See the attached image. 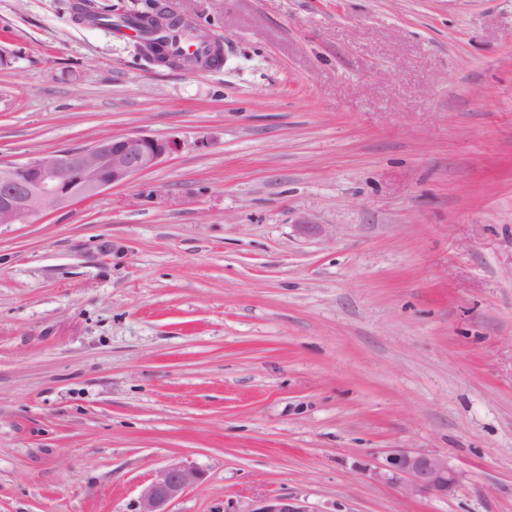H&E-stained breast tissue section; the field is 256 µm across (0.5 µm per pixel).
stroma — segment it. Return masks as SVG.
<instances>
[{
	"label": "stroma",
	"instance_id": "stroma-1",
	"mask_svg": "<svg viewBox=\"0 0 512 512\" xmlns=\"http://www.w3.org/2000/svg\"><path fill=\"white\" fill-rule=\"evenodd\" d=\"M74 2L0 0V161L181 148L0 226V512H138L171 462L170 512H512V0H166L195 72ZM372 474L398 485L405 497L448 496L459 482L447 459L408 448L391 450ZM199 480L194 469L172 462L159 468L140 494L138 512H170L168 504ZM253 512H310V510L299 498L277 495L262 501Z\"/></svg>",
	"mask_w": 512,
	"mask_h": 512
}]
</instances>
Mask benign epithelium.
<instances>
[{"instance_id":"benign-epithelium-1","label":"benign epithelium","mask_w":512,"mask_h":512,"mask_svg":"<svg viewBox=\"0 0 512 512\" xmlns=\"http://www.w3.org/2000/svg\"><path fill=\"white\" fill-rule=\"evenodd\" d=\"M141 52L153 62L152 50ZM187 71L202 69L193 60L173 63ZM179 142L143 133L106 135L74 150L39 153L22 163L0 164V225L29 221L43 213L93 200L157 167L174 153ZM377 479L399 486L406 497L446 496L458 486V474L448 460L408 448L390 451L373 471ZM199 480L194 469L172 462L159 468L140 494L139 512H169L168 504ZM251 512H311L305 502L277 495Z\"/></svg>"}]
</instances>
